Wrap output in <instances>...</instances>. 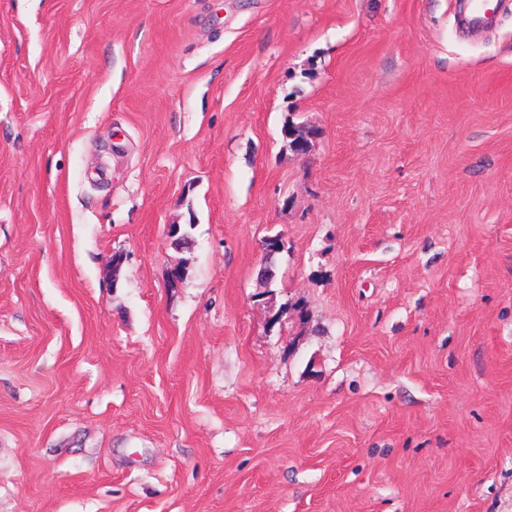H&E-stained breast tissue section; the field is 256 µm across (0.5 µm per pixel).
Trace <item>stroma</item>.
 I'll use <instances>...</instances> for the list:
<instances>
[{"instance_id":"stroma-1","label":"stroma","mask_w":512,"mask_h":512,"mask_svg":"<svg viewBox=\"0 0 512 512\" xmlns=\"http://www.w3.org/2000/svg\"><path fill=\"white\" fill-rule=\"evenodd\" d=\"M458 2L0 0V512H512V2Z\"/></svg>"}]
</instances>
